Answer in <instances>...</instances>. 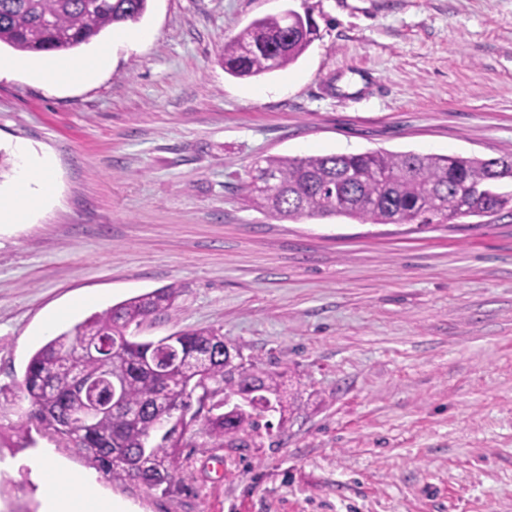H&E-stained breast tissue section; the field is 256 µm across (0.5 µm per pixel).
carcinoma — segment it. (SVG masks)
Masks as SVG:
<instances>
[{
  "instance_id": "obj_1",
  "label": "carcinoma",
  "mask_w": 512,
  "mask_h": 512,
  "mask_svg": "<svg viewBox=\"0 0 512 512\" xmlns=\"http://www.w3.org/2000/svg\"><path fill=\"white\" fill-rule=\"evenodd\" d=\"M148 0H0V44L27 53L67 52L107 28L139 20ZM317 35L310 17L257 19L224 44V71L263 76L296 63ZM277 190L259 188L266 178ZM512 164L454 155L372 150L269 156L245 184L248 206L278 220L344 216L373 224H443L497 212L512 203ZM177 289L138 295L95 313L51 339L30 358L22 382L29 410L21 424L45 430L81 451L105 479L138 482L167 493L181 468L187 433L201 448L229 442L246 448L268 428L261 412L224 410V397L248 386L271 399L280 415L299 408L285 373L247 360L245 372L224 355L213 328L179 333L172 351L139 341L144 322L174 308ZM121 404L110 402L112 388Z\"/></svg>"
}]
</instances>
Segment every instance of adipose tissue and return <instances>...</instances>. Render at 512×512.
Returning a JSON list of instances; mask_svg holds the SVG:
<instances>
[{"label": "adipose tissue", "instance_id": "adipose-tissue-1", "mask_svg": "<svg viewBox=\"0 0 512 512\" xmlns=\"http://www.w3.org/2000/svg\"><path fill=\"white\" fill-rule=\"evenodd\" d=\"M112 60L111 47L101 48L93 57L79 58L66 64L37 68L36 77L54 86L92 81ZM18 189L15 194L0 196V224H15L47 204L54 196L50 177L53 162L49 156L36 153L29 145L16 147ZM36 466L46 476L43 512H74L77 504H86L91 512H130L128 505L114 500L95 501L92 477L65 474L49 450H41Z\"/></svg>", "mask_w": 512, "mask_h": 512}]
</instances>
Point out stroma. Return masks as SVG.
Instances as JSON below:
<instances>
[{
  "instance_id": "obj_1",
  "label": "stroma",
  "mask_w": 512,
  "mask_h": 512,
  "mask_svg": "<svg viewBox=\"0 0 512 512\" xmlns=\"http://www.w3.org/2000/svg\"><path fill=\"white\" fill-rule=\"evenodd\" d=\"M289 9L317 26L299 60L225 73V42ZM135 29L149 40L114 41ZM105 44L89 84L0 72V150L51 156L56 188L0 224V385L78 322L172 286L139 340L218 329L300 408L250 447L183 449L170 493L100 476L96 493L133 512H512V213L279 221L243 200L266 156L512 158V0H149L38 60ZM16 419L0 409V512H42L38 449L90 467Z\"/></svg>"
}]
</instances>
